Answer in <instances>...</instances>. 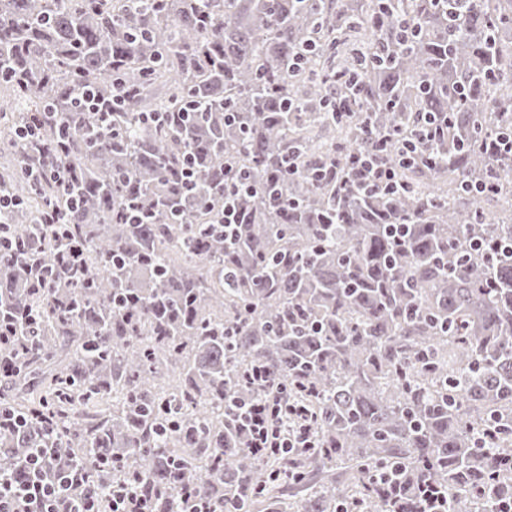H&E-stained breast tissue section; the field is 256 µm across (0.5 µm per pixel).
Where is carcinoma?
<instances>
[{
    "instance_id": "carcinoma-1",
    "label": "carcinoma",
    "mask_w": 512,
    "mask_h": 512,
    "mask_svg": "<svg viewBox=\"0 0 512 512\" xmlns=\"http://www.w3.org/2000/svg\"><path fill=\"white\" fill-rule=\"evenodd\" d=\"M163 77L168 91L154 87ZM132 96L112 129L71 100ZM0 215L31 239L58 209L86 241L75 272L28 291V260L55 265L45 229L0 256V315L40 314L15 376L53 365L45 395L4 400L50 410L57 440L93 468L121 458L150 486L195 487L212 506L283 512H391L382 473L437 485L448 512H502L512 500V0H0ZM53 112L67 136L78 212L16 136ZM181 114L148 125V115ZM433 158L398 167L402 188L366 189L343 169L366 133L411 136ZM187 154L202 161L190 195ZM250 175L240 235H224L230 171ZM494 190L479 198L474 184ZM503 203L488 216L477 203ZM134 200L150 218L125 216ZM231 273V285L225 273ZM262 370L305 402L319 447L252 457L237 406L266 391ZM118 404L81 415L109 396ZM487 429L494 440L483 437ZM45 445L41 424L0 435V471Z\"/></svg>"
}]
</instances>
